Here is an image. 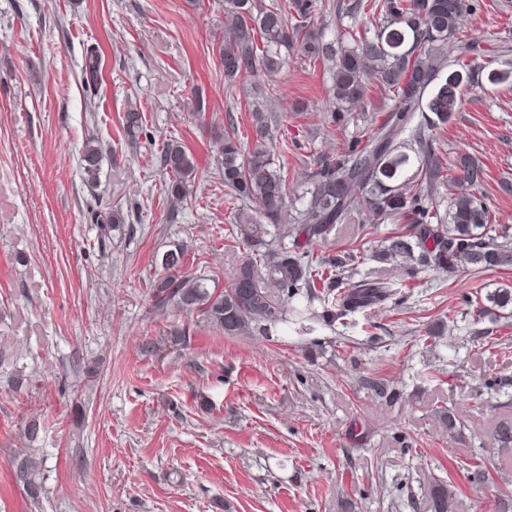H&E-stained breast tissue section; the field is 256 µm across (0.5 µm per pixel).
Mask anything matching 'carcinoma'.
Listing matches in <instances>:
<instances>
[{
	"instance_id": "1",
	"label": "carcinoma",
	"mask_w": 512,
	"mask_h": 512,
	"mask_svg": "<svg viewBox=\"0 0 512 512\" xmlns=\"http://www.w3.org/2000/svg\"><path fill=\"white\" fill-rule=\"evenodd\" d=\"M295 24L288 25L286 10L277 0H224V41L219 58L224 79L232 84L256 73L276 72L282 64L279 48L299 43L307 57L331 62L332 108L328 120L339 123L344 112L361 105L368 86L393 93L395 107L345 152L322 161L314 173L300 219L289 214L288 174L276 166L266 148L272 136L266 109L250 112L256 146L247 149L233 129L219 141V177L229 196L240 202L234 233L252 256L241 261L222 288L207 279L182 271L186 253L167 251L161 260L164 273L152 285L159 314L179 310L196 316L225 336L270 339L280 327L297 325L310 335L315 323L340 320L374 305L386 303L392 291L385 282L361 280L344 283L343 273L357 255L344 252L333 259L336 280L326 282L310 259L309 248L323 243L354 211H366L382 224L394 219L408 225L399 235L383 238L375 257L400 265L408 276L418 267L452 274L461 268L479 273L512 269V237L495 232L496 215L471 192L482 184L485 171L469 157L459 160L450 178L433 148V131L448 122L459 102L460 88L471 82L475 67L459 60V69L441 77L444 47L458 39V21L468 10L467 0H355V12L379 19L373 37L344 33L347 42L325 44L307 30L313 0H292ZM83 72L89 84L99 80V56L90 51ZM124 133L137 142L143 133V114L130 107L124 114ZM103 162L101 143L89 138L80 156L85 186L97 189ZM168 179V199L176 208L187 202L197 163L181 144L169 142L159 156ZM451 183L456 189L448 209V223H434L430 206L434 190ZM127 215L119 206L94 214L101 242L122 232ZM293 238L289 250L276 246L278 238ZM330 304L318 315L313 300ZM495 307L512 306V287L498 288L488 297ZM44 460L31 454L14 461V476L32 504L43 492L38 476ZM433 512H448V488L438 483L429 490Z\"/></svg>"
}]
</instances>
